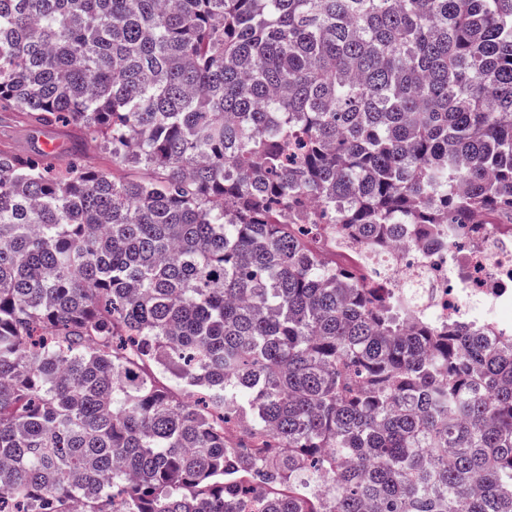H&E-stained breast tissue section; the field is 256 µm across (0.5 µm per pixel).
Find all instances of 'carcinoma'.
<instances>
[{
	"mask_svg": "<svg viewBox=\"0 0 512 512\" xmlns=\"http://www.w3.org/2000/svg\"><path fill=\"white\" fill-rule=\"evenodd\" d=\"M11 110L149 177L0 150V512H512V332L312 247L512 236V0H0Z\"/></svg>",
	"mask_w": 512,
	"mask_h": 512,
	"instance_id": "obj_1",
	"label": "carcinoma"
}]
</instances>
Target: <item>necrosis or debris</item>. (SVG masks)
I'll list each match as a JSON object with an SVG mask.
<instances>
[{
	"instance_id": "4bbe7bcc",
	"label": "necrosis or debris",
	"mask_w": 512,
	"mask_h": 512,
	"mask_svg": "<svg viewBox=\"0 0 512 512\" xmlns=\"http://www.w3.org/2000/svg\"><path fill=\"white\" fill-rule=\"evenodd\" d=\"M362 274L383 281L401 295L413 278L426 285V301L419 315L434 321L500 326L503 314L512 313V240L499 239L495 225H487L481 241L468 249L397 248L384 271H377L357 256Z\"/></svg>"
}]
</instances>
